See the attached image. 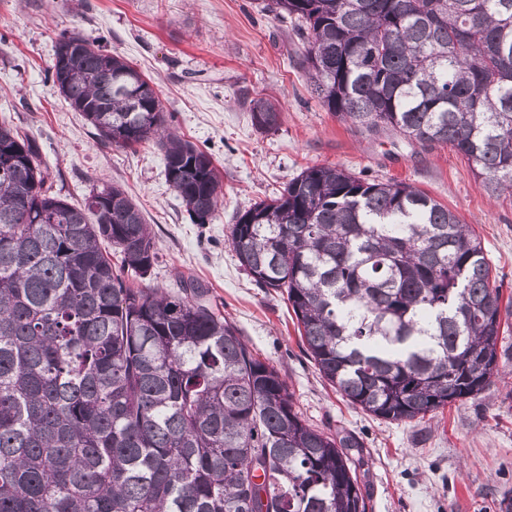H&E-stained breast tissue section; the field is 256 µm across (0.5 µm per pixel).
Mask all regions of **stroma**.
<instances>
[{
	"mask_svg": "<svg viewBox=\"0 0 512 512\" xmlns=\"http://www.w3.org/2000/svg\"><path fill=\"white\" fill-rule=\"evenodd\" d=\"M74 31L120 54L150 81L168 124L209 154L223 175L224 204L194 224L153 144H101L53 82L59 37ZM290 21L256 0H0V122L34 140L55 193L81 203L91 184L121 186L158 242L151 284L176 290L181 276L208 288L210 303L253 354L277 368L312 424L354 435L350 449L369 512H500L512 497V331L486 399L443 416L390 423L342 400L306 355L285 295L258 287L228 241L235 212L308 166L332 164L379 181H402L455 210L480 237L492 275L512 296V198L492 200L466 160L446 146L420 147L339 121L298 66ZM283 111L278 131L256 130L242 95Z\"/></svg>",
	"mask_w": 512,
	"mask_h": 512,
	"instance_id": "stroma-1",
	"label": "stroma"
}]
</instances>
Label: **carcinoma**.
<instances>
[{"instance_id": "1", "label": "carcinoma", "mask_w": 512, "mask_h": 512, "mask_svg": "<svg viewBox=\"0 0 512 512\" xmlns=\"http://www.w3.org/2000/svg\"><path fill=\"white\" fill-rule=\"evenodd\" d=\"M295 20L322 108L370 133L450 146L512 195V0H260ZM52 77L101 142L164 153L190 221L222 202L211 157L155 90L97 45ZM252 124L279 106L248 99ZM34 141L0 122V512H368L351 435L309 423L193 278L146 283L156 236L122 188L79 206L45 188ZM239 266L282 290L308 357L343 398L394 423L483 397L509 330L481 241L417 187L304 168L235 213ZM119 264L112 263V256Z\"/></svg>"}]
</instances>
